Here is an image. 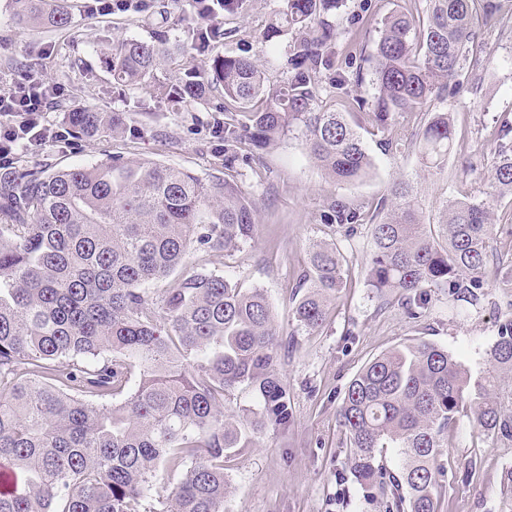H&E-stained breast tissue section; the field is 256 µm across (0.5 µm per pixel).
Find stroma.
I'll use <instances>...</instances> for the list:
<instances>
[{"label":"stroma","mask_w":512,"mask_h":512,"mask_svg":"<svg viewBox=\"0 0 512 512\" xmlns=\"http://www.w3.org/2000/svg\"><path fill=\"white\" fill-rule=\"evenodd\" d=\"M495 22L477 28V67L453 93L432 102L431 111L451 112L455 140L441 173L423 168L406 137L417 115L396 116L391 133L362 125L360 133L375 161L371 178L332 184L308 157L301 139L284 138L276 147L254 150L249 163L235 170L237 180L259 199V227L254 242L223 256L193 247L188 266L226 275L245 288L263 289L283 333H291V287L306 269L311 242L336 241L347 259L349 288L313 335L296 336L285 353L281 371L291 393L294 422L288 431L266 429L261 447L227 461L231 488L226 512H385L382 502L363 499L347 465L344 435L336 419L350 380L370 360L395 347L427 341L447 348L479 378L484 351L497 338L501 322L512 319V197L497 201L496 228L489 242L495 256L487 296L477 312L455 316L447 294L432 291L420 318L412 319L398 304L382 305L367 283L372 245L365 235L348 240L333 236L323 215L331 201L379 211L391 183L410 180L417 189L427 221H437L445 201L482 200L492 190V161L499 142L496 132L512 125V0H499ZM164 0H146L140 12L89 14L86 0H68L73 23L62 30L33 29L16 24L12 0H0V83L32 70L61 86L65 96L46 112L48 124L62 123L66 110L80 106L143 116L150 127L137 140H116L100 134L79 143L61 142L24 152L28 167L67 169L110 159L121 153L174 165L206 177L224 172V152L212 136L213 110L206 104L176 106L151 98L139 87L117 93L101 53L106 43L150 39L161 20ZM279 0H245L240 14L226 21L229 35L216 44L222 54L261 56L269 83L283 78L285 46L263 48L260 35ZM425 0H345L339 11L341 34L336 62L362 84L347 93L324 94L336 111L348 109L351 98L371 97L369 56L384 19L392 12L420 13ZM399 138L397 150L385 149L388 137ZM478 168L464 173L465 162ZM481 455L476 471H468L473 455ZM441 461L448 480L441 491L442 512H496L500 474L512 462V448L479 442L468 419L448 434Z\"/></svg>","instance_id":"stroma-1"}]
</instances>
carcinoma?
<instances>
[{
    "label": "carcinoma",
    "instance_id": "1",
    "mask_svg": "<svg viewBox=\"0 0 512 512\" xmlns=\"http://www.w3.org/2000/svg\"><path fill=\"white\" fill-rule=\"evenodd\" d=\"M171 2L190 20V46L163 30L108 45L113 85L147 86L160 102L187 105L218 90L225 170L244 160V145L269 149L296 134L333 183L373 174L359 120L385 132L397 114L425 112L448 85L462 84L477 5L486 24L499 10L498 0H426L424 19L392 13L371 54L372 99H353L347 114L319 95L324 79L335 89L349 82L331 53L343 0H280L260 41H295L272 87L255 56L200 58V46L225 38L224 17L243 0L209 3L217 21L207 33L192 23L193 0ZM14 7L28 27L71 24L59 0ZM178 54L183 75L156 79ZM64 120L75 142L99 131L146 133L126 112L77 108ZM413 137L424 167L441 169L454 139L450 113H435ZM493 179L487 199H450L435 224L425 223L404 179L392 182L378 221L365 224L360 209L334 200L324 223L349 239L368 228V285L411 318L428 307L430 288L448 291V308L468 313L486 295L493 204L512 196V147L494 157ZM257 214L255 195L234 179L121 155L48 174L20 162L0 170V460L18 479L0 493V512H224L225 460L261 446L264 428L293 423L278 370L292 340L261 289L190 268L185 258L194 244L221 254L254 240ZM308 255L295 284L294 336L318 332L348 282L336 244L316 241ZM176 271L151 307L146 285ZM239 386L252 404L234 412L226 399ZM337 417L364 498L385 497L386 512H440L439 448L460 418L481 441L512 447V319L486 350L479 380L434 343L397 347L353 377ZM389 448L399 459L394 470L384 465ZM500 485L499 512H512V463Z\"/></svg>",
    "mask_w": 512,
    "mask_h": 512
}]
</instances>
